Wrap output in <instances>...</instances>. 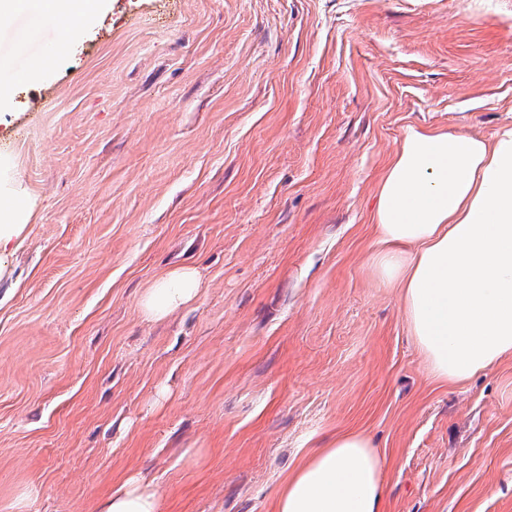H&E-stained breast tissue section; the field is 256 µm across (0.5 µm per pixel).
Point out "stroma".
I'll return each instance as SVG.
<instances>
[{
  "instance_id": "1",
  "label": "stroma",
  "mask_w": 512,
  "mask_h": 512,
  "mask_svg": "<svg viewBox=\"0 0 512 512\" xmlns=\"http://www.w3.org/2000/svg\"><path fill=\"white\" fill-rule=\"evenodd\" d=\"M0 155L36 200L0 277V512H271L336 433L384 448L389 512H512V357L430 380L371 269L377 182L411 126L512 119V0H105ZM196 268L193 303L143 292ZM201 288L198 272L192 267H177L158 279L141 297L142 314L151 320H161L192 303ZM158 492L143 477L131 476L112 491L99 512H161Z\"/></svg>"
}]
</instances>
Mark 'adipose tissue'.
Masks as SVG:
<instances>
[{
    "label": "adipose tissue",
    "mask_w": 512,
    "mask_h": 512,
    "mask_svg": "<svg viewBox=\"0 0 512 512\" xmlns=\"http://www.w3.org/2000/svg\"><path fill=\"white\" fill-rule=\"evenodd\" d=\"M101 0H0V17L32 13L54 30L26 73L33 81L90 24ZM372 269L399 289L401 313L429 375L463 383L512 355V124L492 140L438 127H411L379 182ZM35 199L0 158V254L29 224ZM198 272L177 267L141 297L161 320L192 303ZM390 462L357 431L336 435L288 473L272 512H387ZM143 477L127 478L101 512H160Z\"/></svg>",
    "instance_id": "obj_1"
}]
</instances>
